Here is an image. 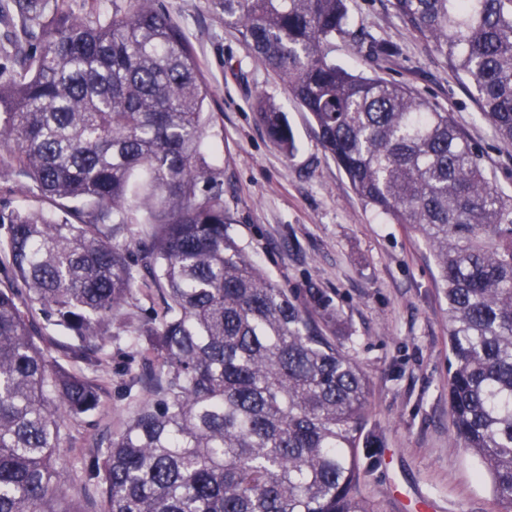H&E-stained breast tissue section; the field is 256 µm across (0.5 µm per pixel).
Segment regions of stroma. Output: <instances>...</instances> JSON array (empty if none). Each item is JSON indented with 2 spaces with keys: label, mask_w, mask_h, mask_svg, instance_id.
<instances>
[{
  "label": "stroma",
  "mask_w": 512,
  "mask_h": 512,
  "mask_svg": "<svg viewBox=\"0 0 512 512\" xmlns=\"http://www.w3.org/2000/svg\"><path fill=\"white\" fill-rule=\"evenodd\" d=\"M189 42L208 86L203 139L207 162L224 179L232 233L272 280L327 302L323 328L369 380V414L359 455L369 471L361 491L381 512H500L477 457L457 443L448 410V303L425 242L366 206L325 152L308 115L282 81L224 22L218 0H157ZM345 34L326 45L330 60L355 73L403 84L448 113L481 156L489 180L512 192V148L497 140L470 87L434 47L396 16L391 0H348ZM10 0H0V64L17 65L40 45ZM392 56L367 57L371 43ZM288 116L293 154L283 153L255 115L257 96ZM137 298L124 331L107 346L93 412L67 419L59 466L72 468L107 442L147 396L140 381L146 344L133 334L150 313Z\"/></svg>",
  "instance_id": "1"
}]
</instances>
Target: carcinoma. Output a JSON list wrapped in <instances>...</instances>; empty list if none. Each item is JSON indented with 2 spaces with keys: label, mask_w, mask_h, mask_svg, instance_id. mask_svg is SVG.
<instances>
[{
  "label": "carcinoma",
  "mask_w": 512,
  "mask_h": 512,
  "mask_svg": "<svg viewBox=\"0 0 512 512\" xmlns=\"http://www.w3.org/2000/svg\"><path fill=\"white\" fill-rule=\"evenodd\" d=\"M39 52L0 65V144L51 212L0 205V512H85L56 464L62 414L100 405L97 371L140 288L144 400L83 462L99 512H377L359 491L369 382L321 322L231 234L201 152L208 87L155 0L105 22L12 0ZM256 58L315 123L351 188L429 246L448 300V406L460 445L512 509V195L446 112L327 59L347 0H221ZM472 86L512 148V0H392ZM257 119L288 155L284 112ZM67 340L41 334L39 321Z\"/></svg>",
  "instance_id": "obj_1"
}]
</instances>
